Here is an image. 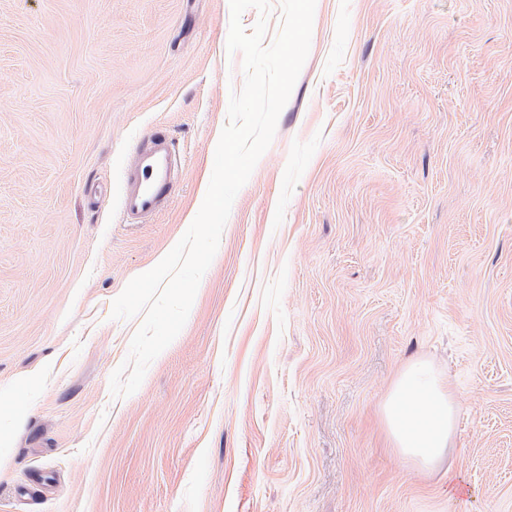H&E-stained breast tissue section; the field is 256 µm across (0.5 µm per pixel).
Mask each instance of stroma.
<instances>
[{"instance_id": "35a3bbf8", "label": "stroma", "mask_w": 512, "mask_h": 512, "mask_svg": "<svg viewBox=\"0 0 512 512\" xmlns=\"http://www.w3.org/2000/svg\"><path fill=\"white\" fill-rule=\"evenodd\" d=\"M229 0H0V512H512V0H319L187 322L113 371L128 282L197 214L244 75ZM181 170L120 207L141 141ZM449 379L432 471L382 406ZM179 167L180 159L167 133L155 132L141 144L125 170L120 199L130 224L164 210Z\"/></svg>"}]
</instances>
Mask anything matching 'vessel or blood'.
I'll use <instances>...</instances> for the list:
<instances>
[{"mask_svg": "<svg viewBox=\"0 0 512 512\" xmlns=\"http://www.w3.org/2000/svg\"><path fill=\"white\" fill-rule=\"evenodd\" d=\"M179 167L167 133L156 132L141 144L125 171L120 199L128 222L134 224L164 210Z\"/></svg>", "mask_w": 512, "mask_h": 512, "instance_id": "1", "label": "vessel or blood"}]
</instances>
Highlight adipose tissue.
<instances>
[{
  "instance_id": "adipose-tissue-1",
  "label": "adipose tissue",
  "mask_w": 512,
  "mask_h": 512,
  "mask_svg": "<svg viewBox=\"0 0 512 512\" xmlns=\"http://www.w3.org/2000/svg\"><path fill=\"white\" fill-rule=\"evenodd\" d=\"M394 448L434 468L454 446L458 403L454 389L423 360L412 362L382 407Z\"/></svg>"
}]
</instances>
